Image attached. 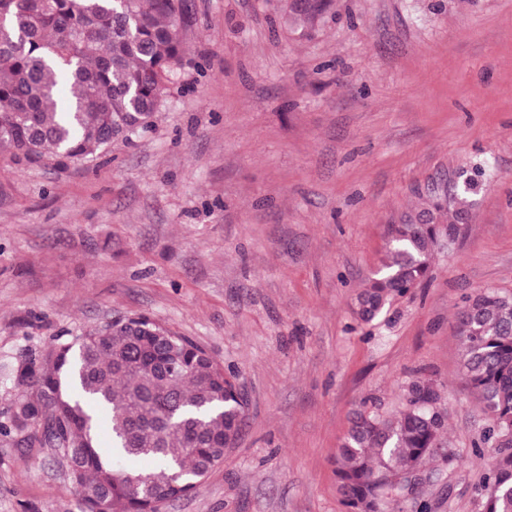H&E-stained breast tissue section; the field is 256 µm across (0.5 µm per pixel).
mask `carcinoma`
Wrapping results in <instances>:
<instances>
[{
	"label": "carcinoma",
	"instance_id": "obj_1",
	"mask_svg": "<svg viewBox=\"0 0 512 512\" xmlns=\"http://www.w3.org/2000/svg\"><path fill=\"white\" fill-rule=\"evenodd\" d=\"M186 0H0V150L66 168L112 141L153 130L173 77L188 62ZM70 84V99L56 100ZM432 200L387 225V250L356 297L369 323L427 276L454 244L471 204ZM448 211V219L442 212ZM462 380L491 422L472 443L487 458L474 487L482 512H512V294L487 289L458 313ZM233 376L186 336L144 314L58 337L26 354L0 414V436L69 459L80 512H159L224 461L243 426ZM434 383L415 381L394 416L353 412L336 453L349 512H432L417 494L446 417ZM110 417L107 437L100 415ZM127 460H146L144 470Z\"/></svg>",
	"mask_w": 512,
	"mask_h": 512
}]
</instances>
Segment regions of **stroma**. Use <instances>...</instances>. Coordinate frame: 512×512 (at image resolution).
<instances>
[{"label":"stroma","mask_w":512,"mask_h":512,"mask_svg":"<svg viewBox=\"0 0 512 512\" xmlns=\"http://www.w3.org/2000/svg\"><path fill=\"white\" fill-rule=\"evenodd\" d=\"M187 0L155 128L64 169L0 154V412L20 354L144 313L204 347L246 400L224 462L162 512H348L353 410L434 382L433 512H480L486 423L459 380L456 313L512 293V0ZM470 219L369 324L353 299L386 227L475 166ZM0 512H79L50 449L0 437Z\"/></svg>","instance_id":"obj_1"}]
</instances>
